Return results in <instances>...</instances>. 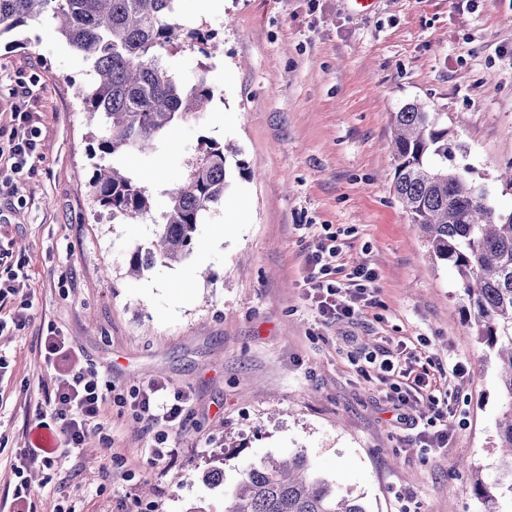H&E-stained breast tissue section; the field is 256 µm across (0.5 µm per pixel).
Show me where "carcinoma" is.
Returning <instances> with one entry per match:
<instances>
[{
    "label": "carcinoma",
    "mask_w": 512,
    "mask_h": 512,
    "mask_svg": "<svg viewBox=\"0 0 512 512\" xmlns=\"http://www.w3.org/2000/svg\"><path fill=\"white\" fill-rule=\"evenodd\" d=\"M176 0H0V36L31 22L57 23L65 42L88 60L96 84L76 91L83 111L100 117L99 164L90 182L95 205L128 223L150 219L159 228L152 246L134 247L128 272L158 261L190 257L198 224L224 203L226 151L204 140L189 169L169 192L167 210L152 215L151 191L121 172L122 158L151 149L179 123L196 121L214 92L204 81L187 85L163 64L180 46L207 45L212 35L175 22ZM392 165L398 202L440 260L456 267L473 312L471 328L495 355L502 389L512 398V212L500 213L485 188L452 160L448 129L432 112L408 104L392 114ZM508 458V482L485 497V512L512 502V409L497 423ZM227 512H366L363 504L316 476L300 454L268 459L239 482Z\"/></svg>",
    "instance_id": "carcinoma-1"
}]
</instances>
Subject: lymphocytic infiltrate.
Listing matches in <instances>:
<instances>
[{"instance_id": "lymphocytic-infiltrate-1", "label": "lymphocytic infiltrate", "mask_w": 512, "mask_h": 512, "mask_svg": "<svg viewBox=\"0 0 512 512\" xmlns=\"http://www.w3.org/2000/svg\"><path fill=\"white\" fill-rule=\"evenodd\" d=\"M40 149L39 135L30 113L13 112L9 125H0V166L9 165L12 172L24 170L28 161ZM341 254L336 237L321 239L315 245L308 277L312 291L317 296V306L323 315L348 318L354 315L355 306L361 296L355 292H343L337 286L335 276L342 268L337 260ZM24 265H17L6 279H0V333L18 325L25 310L30 309L27 301H18V279L26 277ZM367 361L382 374L389 387V399L405 407L403 419L409 428L415 429L423 447L442 448L448 442V431L443 423L450 418V411L435 407L433 417L427 423H420L417 416L408 413L411 400L429 385L423 374L412 373L401 361L392 355H368ZM112 383L105 380L93 364H74L65 369L52 390L46 391L32 413V424L45 426L47 419H54L59 425V439L52 448H23L17 453L13 470L17 482L13 490L16 512H27L34 491L26 477L27 470L34 464L50 469L66 458L73 450L81 448L92 423L99 420L108 404L112 402ZM129 405L138 419L153 424H164L168 428L181 426L184 421V401L181 396L164 395L162 387L151 383L130 394ZM158 434L153 448L149 450L150 463L171 458L173 449L168 448L169 435Z\"/></svg>"}]
</instances>
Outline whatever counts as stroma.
I'll list each match as a JSON object with an SVG mask.
<instances>
[{"instance_id":"stroma-1","label":"stroma","mask_w":512,"mask_h":512,"mask_svg":"<svg viewBox=\"0 0 512 512\" xmlns=\"http://www.w3.org/2000/svg\"><path fill=\"white\" fill-rule=\"evenodd\" d=\"M177 19L209 30L215 57L167 56L185 83L206 75L205 116L173 127L150 155H130L152 212L200 140L232 142L222 207L200 224L190 258L126 274L130 249L156 227L96 208L89 182L102 128L75 87L88 61L54 25L0 37V121L16 102L32 112L41 149L0 195L1 244L25 261L30 317L0 333V512L11 503L16 449L38 435L30 414L55 377L40 337L62 330L80 360L116 392L152 381L188 395L170 433L173 460L152 465L155 431L115 402L102 417L111 442L28 473L36 512L65 501L77 512H227L241 476L268 458L304 455L311 469L366 512H484L480 486L506 482L496 419L512 407L492 353L477 343L455 268L435 259L392 187L391 115L418 102L437 113L492 206L512 211V0H178ZM25 97H17V87ZM336 233L338 281L361 264L376 280L350 318L321 317L305 296L306 259ZM425 347H418V339ZM420 348V364L448 390V445L421 448L366 361ZM465 374L453 376L454 364ZM224 471L222 485L205 481Z\"/></svg>"}]
</instances>
